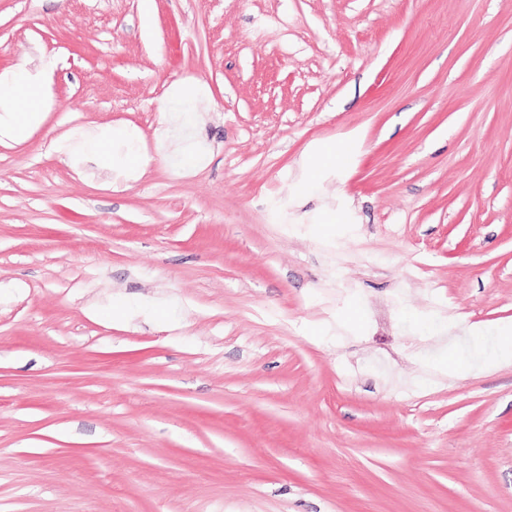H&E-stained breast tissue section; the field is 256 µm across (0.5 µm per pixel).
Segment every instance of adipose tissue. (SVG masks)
Wrapping results in <instances>:
<instances>
[{"label":"adipose tissue","instance_id":"adipose-tissue-1","mask_svg":"<svg viewBox=\"0 0 512 512\" xmlns=\"http://www.w3.org/2000/svg\"><path fill=\"white\" fill-rule=\"evenodd\" d=\"M24 101V109H16L17 101ZM46 85L40 76L21 71L0 79V127H7L9 138L23 143L29 126L46 117Z\"/></svg>","mask_w":512,"mask_h":512}]
</instances>
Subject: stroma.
<instances>
[{
  "instance_id": "stroma-1",
  "label": "stroma",
  "mask_w": 512,
  "mask_h": 512,
  "mask_svg": "<svg viewBox=\"0 0 512 512\" xmlns=\"http://www.w3.org/2000/svg\"><path fill=\"white\" fill-rule=\"evenodd\" d=\"M20 68L0 512H512V0H0ZM22 100V110L14 108ZM46 85L39 75L23 70L10 78L0 79V129L6 126L9 139L16 144L25 140L28 127L46 118ZM130 137V131L124 127L100 130L93 135L98 154L106 165H108L111 161L112 142L115 139H126Z\"/></svg>"
}]
</instances>
